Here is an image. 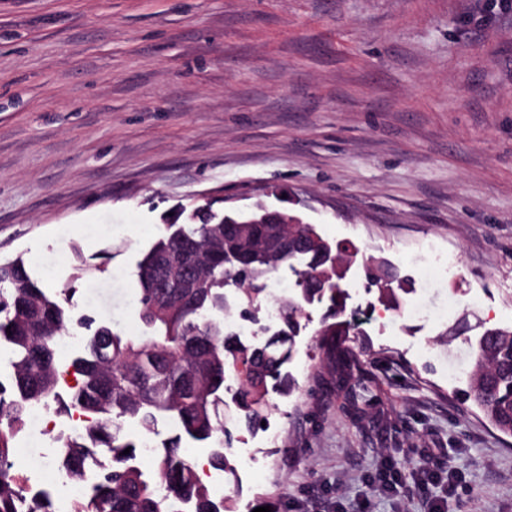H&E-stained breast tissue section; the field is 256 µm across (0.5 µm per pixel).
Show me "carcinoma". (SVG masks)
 I'll use <instances>...</instances> for the list:
<instances>
[{
  "label": "carcinoma",
  "instance_id": "cac0c4a2",
  "mask_svg": "<svg viewBox=\"0 0 512 512\" xmlns=\"http://www.w3.org/2000/svg\"><path fill=\"white\" fill-rule=\"evenodd\" d=\"M263 215L262 203L224 213L207 202L184 221L165 224L137 264L141 330L134 334L76 314L67 299L45 289L23 257L0 262V351L8 374L0 384V512L54 510L51 491L28 497L13 460L16 434L36 407L90 417L58 438L68 449L62 461L68 480L82 492L75 512L229 510L200 480L182 445H203L213 469L234 474L237 432L267 420L270 394L288 396L297 387L288 363L306 306L326 309L318 332L325 358L341 366L352 359L344 346L349 323L341 319L344 277L323 260L336 244L322 235L310 240L313 224H286L290 243L271 252ZM285 268L294 288L275 305L278 328L259 343L225 331L224 318L235 314L261 325L269 310L265 281ZM75 325L84 329L70 363L78 379L65 399L55 355ZM493 331L489 340L469 343L466 395L512 435V327ZM226 393L234 405L227 417ZM161 424L168 427L164 437ZM97 456L110 458L112 470L89 482L86 468Z\"/></svg>",
  "mask_w": 512,
  "mask_h": 512
}]
</instances>
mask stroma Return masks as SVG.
I'll return each instance as SVG.
<instances>
[{
	"label": "stroma",
	"instance_id": "obj_1",
	"mask_svg": "<svg viewBox=\"0 0 512 512\" xmlns=\"http://www.w3.org/2000/svg\"><path fill=\"white\" fill-rule=\"evenodd\" d=\"M485 0H0V261L137 332L136 265L182 206H288L412 281L382 322L348 300L353 399L308 310L274 397L281 439L232 496L277 512H512V436L464 397L465 337L512 326V11ZM288 191L290 203L279 193ZM457 254L447 278L422 256ZM94 265L84 277L82 264ZM425 304L428 318L413 313ZM412 480L416 489L427 499L429 512H445L448 497L452 496L458 488L455 483V472L452 469L429 466L426 463L416 471Z\"/></svg>",
	"mask_w": 512,
	"mask_h": 512
}]
</instances>
